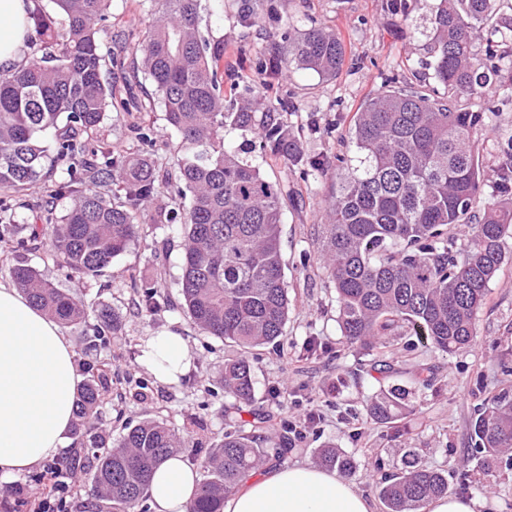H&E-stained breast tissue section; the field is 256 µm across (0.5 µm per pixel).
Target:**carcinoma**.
Listing matches in <instances>:
<instances>
[{"instance_id":"obj_1","label":"carcinoma","mask_w":512,"mask_h":512,"mask_svg":"<svg viewBox=\"0 0 512 512\" xmlns=\"http://www.w3.org/2000/svg\"><path fill=\"white\" fill-rule=\"evenodd\" d=\"M28 38L39 45L21 67L0 71V189L22 194L46 179L40 135L64 130L51 159L50 199L67 198L61 216L45 208L30 225V240L49 238L56 258L77 275L98 273L124 253L139 234L138 217L158 195L148 152L118 157L101 131L115 98L114 66L100 48L101 23L111 0H49L62 29L42 0H33ZM505 0H439L430 11L428 53L442 91L410 84L366 99L349 128L352 154L334 157L336 188L325 210L320 255L336 288L337 323L350 347L371 352L388 336H406V348L424 340L443 353L470 345L474 321L489 284L506 260L512 238V143L488 169L475 135L489 86L512 92V19L500 17ZM160 5L137 47L143 74L164 108L167 124L181 136L186 157L168 174L171 207L155 224L184 221L180 295L192 322L206 335L233 344L243 355L224 363V390L239 416L254 397L247 353L285 337L290 300L280 249L282 189L259 167L226 144L225 132H255L270 161L324 172L307 157L278 112L256 118L257 108L224 96L223 52L199 33V0H150ZM486 39L485 54L476 42ZM261 70L274 79L292 64L323 77L343 66L345 46L336 32L311 26L279 33L263 55ZM492 194L483 205L485 186ZM192 193L181 217V187ZM471 225L456 245L450 231ZM30 302L63 324L86 317L81 302L29 265L11 270ZM153 311L167 297L159 286H142ZM89 348L106 345L121 329L108 309ZM89 378L78 391L72 436L91 449L87 463L70 456L49 464L54 471L88 464L89 496L96 512H139L153 470L178 453L187 439L165 422L146 420L106 447L93 432L108 387L103 364H86ZM409 391L393 384L369 399L378 424L394 425L410 412ZM235 419L199 463L200 479L189 512H223L224 497L270 462L265 432L273 417L249 410ZM476 446L485 460L512 449V394L504 391L478 414ZM319 463L339 476H357L354 458L334 447L319 450ZM448 471L420 463L411 448L401 466L380 478L375 490L387 512H424L448 495Z\"/></svg>"}]
</instances>
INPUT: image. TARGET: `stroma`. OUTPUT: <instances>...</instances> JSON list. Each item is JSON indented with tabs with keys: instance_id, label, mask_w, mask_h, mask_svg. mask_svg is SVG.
Listing matches in <instances>:
<instances>
[{
	"instance_id": "35a3bbf8",
	"label": "stroma",
	"mask_w": 512,
	"mask_h": 512,
	"mask_svg": "<svg viewBox=\"0 0 512 512\" xmlns=\"http://www.w3.org/2000/svg\"><path fill=\"white\" fill-rule=\"evenodd\" d=\"M243 0H201L199 30L212 45L224 49L225 89L260 94L278 106L286 101L292 111L283 119L310 157L333 159L345 151L347 133L359 105L402 80L434 85L426 30L429 0H405V11L391 0H258L254 15L244 14ZM152 21L148 0H112L109 19L100 33L104 54L125 60L116 75V96L147 100L154 87L137 71L135 47ZM335 30L345 42L346 62L336 76L324 78L312 70L291 66L282 73L278 91H259L254 68L272 38L284 28L311 26ZM487 96L498 112L487 113L478 135L485 164L497 162V148L512 141V94L489 87ZM125 122L151 126L149 155L158 179H165L183 155L179 135L167 125L161 106L131 112ZM228 137L245 157L258 165L289 198L283 204L281 246L290 307L285 337L251 356L255 373L254 407L274 418L303 424L307 410L318 407L322 418L305 427L285 457L289 464H315L320 448L331 445L352 455L358 464L353 485L372 498L375 512H385L368 474L393 471L407 449H416L421 462L448 472L451 494L477 500L480 512H512V452L483 463L474 448L472 424L479 409L503 388L512 387V239L509 254L489 285L486 301L475 321L472 345L442 353L430 345L407 350L401 336L388 337L370 353L343 342L336 321V292L320 260L318 247L322 207L336 186L335 174L305 175L291 165L266 161L257 136L230 131ZM150 212L140 216L139 236L127 251L113 259L102 274L78 276L47 253L45 242L20 246L25 238L15 229L13 248L0 247V282H10L14 265L35 267L55 286L71 291L84 303L88 319L63 326L76 363L89 359L108 362L111 387L108 403L97 422L109 442H116L125 426L146 419L166 422L177 433L188 434L186 460H201L207 448L223 438L224 407L230 402L221 379L224 362L235 354L220 339L201 334L187 313L161 307L148 313L133 281L158 283L170 298L178 296L184 228L150 224ZM111 307L122 320V330L108 346L89 350L96 311ZM178 333L195 356L192 369L179 384H160L139 363V345L149 335ZM377 360L392 362L387 376L374 370ZM435 372L431 386L414 383L417 368ZM407 386L415 407L398 428L375 423L366 403L381 387ZM287 388V403L272 399L271 389Z\"/></svg>"
}]
</instances>
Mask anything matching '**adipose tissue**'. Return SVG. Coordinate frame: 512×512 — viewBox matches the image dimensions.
<instances>
[{"label":"adipose tissue","mask_w":512,"mask_h":512,"mask_svg":"<svg viewBox=\"0 0 512 512\" xmlns=\"http://www.w3.org/2000/svg\"><path fill=\"white\" fill-rule=\"evenodd\" d=\"M29 0H0V69L21 65ZM141 364L171 384L194 357L172 331L147 337ZM80 377L58 323L13 286L0 283V485L66 448ZM199 474L182 455L166 459L147 488L150 512H189ZM223 512H373L365 494L335 472L310 464L278 466L244 480Z\"/></svg>","instance_id":"1"}]
</instances>
